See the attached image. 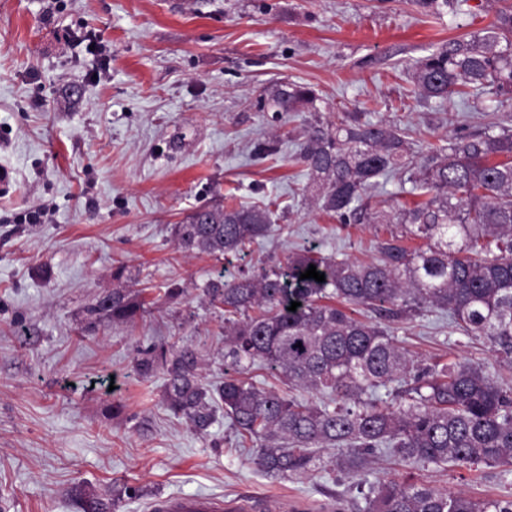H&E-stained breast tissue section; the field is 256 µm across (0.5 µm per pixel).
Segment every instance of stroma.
Here are the masks:
<instances>
[{"mask_svg": "<svg viewBox=\"0 0 512 512\" xmlns=\"http://www.w3.org/2000/svg\"><path fill=\"white\" fill-rule=\"evenodd\" d=\"M495 0H460L443 15L412 0H0V512H80L77 491L147 512L158 496L261 498L268 512H358L359 484L394 477L474 499L512 497V472L374 461L273 477L239 447L226 418L200 436L170 415L162 374L145 378L151 343L194 350L222 381L224 312L202 289L285 260L300 248L368 260L371 224L312 205L296 143L314 117L346 115L411 128L413 153L462 129L483 130L481 98H420L413 73L449 41L488 28ZM288 80L311 87L317 112L281 120L256 100ZM275 154L254 158L258 142ZM269 207L276 227L222 260L188 255L171 227L208 202ZM126 265L153 315L102 319L81 333L86 305ZM182 293L170 299V285ZM424 363L480 365L512 386L481 336L425 310L395 324ZM121 403L122 413L110 410ZM141 490L127 498L125 486Z\"/></svg>", "mask_w": 512, "mask_h": 512, "instance_id": "1", "label": "stroma"}]
</instances>
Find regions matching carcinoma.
Masks as SVG:
<instances>
[{"label":"carcinoma","mask_w":512,"mask_h":512,"mask_svg":"<svg viewBox=\"0 0 512 512\" xmlns=\"http://www.w3.org/2000/svg\"><path fill=\"white\" fill-rule=\"evenodd\" d=\"M425 98L451 100L473 92L512 100V10L502 7L484 34L448 44L416 68ZM313 90L280 82L257 100L261 112L283 115L315 107ZM318 207L343 222L393 224L369 261L326 256L313 248L286 262L247 270L203 288L224 310V359L234 374L210 385L194 352L150 345L137 370L164 376V401L176 417L207 435L223 411L241 439L260 441L255 464L272 476L334 466L354 477L385 448L404 461L473 468L512 467V387L481 366L424 365L398 346L391 323L427 309L448 312L464 336H485L512 366V128L492 122L481 133L448 138L413 162L409 130L386 123L316 120L298 145ZM404 173L427 199L393 214L363 203L380 177ZM273 230L268 210L247 203L204 205L172 227L179 249L217 260L243 251ZM420 239L415 248L403 241ZM325 281L300 279L309 265ZM132 271L112 268V291L85 309L86 330L98 319L128 323L145 312L129 289ZM301 306L287 310L291 302ZM364 306L381 321L356 316ZM277 371L288 393L258 386L250 370ZM391 401L369 394L391 384ZM328 393L334 406L303 394ZM317 448L338 454L325 462ZM364 512H512L508 496L474 500L404 480L369 487ZM81 512H114L115 500L94 493Z\"/></svg>","instance_id":"1"}]
</instances>
